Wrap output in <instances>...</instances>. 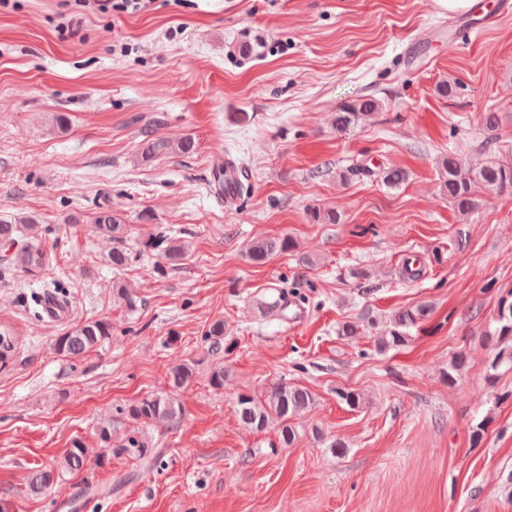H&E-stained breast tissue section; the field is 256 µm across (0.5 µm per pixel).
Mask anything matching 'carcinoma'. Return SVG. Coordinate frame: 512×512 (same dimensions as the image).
Masks as SVG:
<instances>
[{
  "instance_id": "obj_1",
  "label": "carcinoma",
  "mask_w": 512,
  "mask_h": 512,
  "mask_svg": "<svg viewBox=\"0 0 512 512\" xmlns=\"http://www.w3.org/2000/svg\"><path fill=\"white\" fill-rule=\"evenodd\" d=\"M193 148L194 141L190 138H184L176 144L163 137L149 138L142 143L140 162L146 164L157 157L176 152L188 154ZM441 188L457 212L464 216L468 215L479 206L476 197L478 190L490 193L512 192V160L489 162L473 170L465 167L457 156L450 154L442 162ZM92 224L97 233L112 240V250L107 256L112 270L117 273L125 270L132 262L133 256L127 246V226L121 216L110 209H104L93 217ZM19 229L18 224L0 220V247L4 251L3 259L0 260L4 265L0 268L19 271L30 279L37 280L52 263V253L43 247L37 234L26 243H19ZM293 247V240L288 236L261 239L249 245L248 257L255 264H264L275 254ZM112 296L116 302L129 308L136 306V294L119 278L112 281ZM427 313L428 308L425 305L397 311L390 319L384 334L379 337V347L386 350L399 348L408 343V329L415 326ZM496 323L494 335L500 338L512 337V291L499 300ZM111 332L112 325L106 319L87 321L58 337L53 350L60 356L80 357L108 339ZM18 341L19 337L15 336L11 326L0 324V368L12 363ZM193 377L194 369L191 366H173L168 372L171 391L141 398L121 409V413L134 423L146 424L163 420L175 424L182 416L176 392L188 385ZM313 403L314 396L310 391L283 381L270 387L260 399L248 393L239 394L237 399L238 415L246 427L262 430L270 421L275 420L279 423L282 443L286 446L292 444L295 439V431L289 421ZM99 437L115 455L143 460L152 452L147 439L134 432L114 442L111 427L103 426L99 429ZM85 453L86 448L81 442H73L56 465L32 474L28 480L30 492L40 494L52 485L59 484L64 473L79 471Z\"/></svg>"
}]
</instances>
